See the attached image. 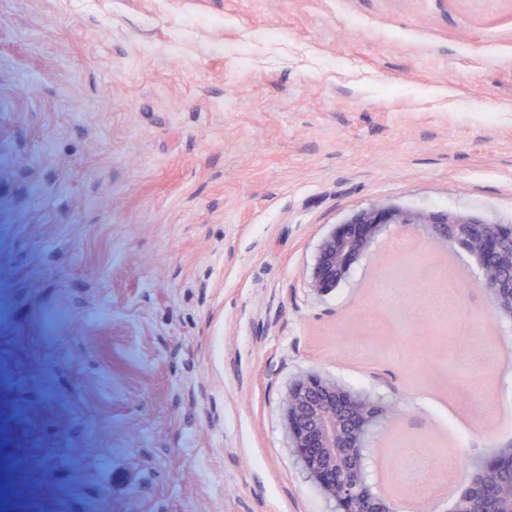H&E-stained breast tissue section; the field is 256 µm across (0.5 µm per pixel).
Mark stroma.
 <instances>
[{
	"label": "stroma",
	"instance_id": "1",
	"mask_svg": "<svg viewBox=\"0 0 512 512\" xmlns=\"http://www.w3.org/2000/svg\"><path fill=\"white\" fill-rule=\"evenodd\" d=\"M223 52H214V43ZM374 202L512 224V0H0V481L23 512H336L283 406L319 373L395 403L377 445L512 442V325L319 295ZM472 341H456L458 320ZM360 343L345 351L346 339ZM482 377L474 413L456 394Z\"/></svg>",
	"mask_w": 512,
	"mask_h": 512
}]
</instances>
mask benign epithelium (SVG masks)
I'll return each instance as SVG.
<instances>
[{
	"label": "benign epithelium",
	"instance_id": "7a95c632",
	"mask_svg": "<svg viewBox=\"0 0 512 512\" xmlns=\"http://www.w3.org/2000/svg\"><path fill=\"white\" fill-rule=\"evenodd\" d=\"M402 228L436 247H458L478 265V287L493 314L512 321V226L462 211L410 209L372 203L337 225L320 246L310 274L318 294L332 291L352 265L373 254L390 228ZM396 406L353 392L337 380L309 374L285 403L292 453L303 471L341 512H397V501L374 490L366 454L376 429L396 418ZM453 512H512V443L492 450L460 487Z\"/></svg>",
	"mask_w": 512,
	"mask_h": 512
}]
</instances>
